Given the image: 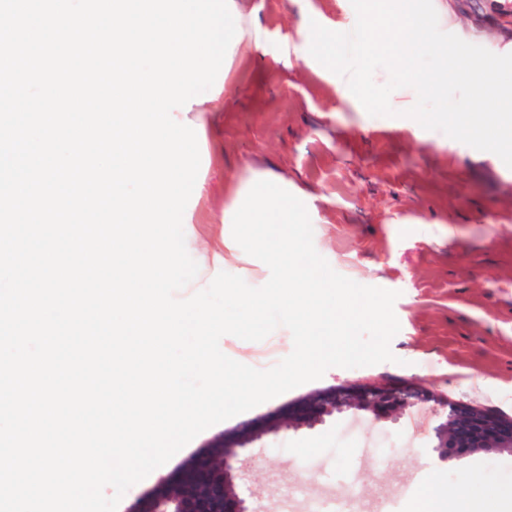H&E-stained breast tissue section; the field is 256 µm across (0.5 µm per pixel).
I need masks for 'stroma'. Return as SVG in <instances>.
I'll return each mask as SVG.
<instances>
[{
  "label": "stroma",
  "instance_id": "stroma-1",
  "mask_svg": "<svg viewBox=\"0 0 512 512\" xmlns=\"http://www.w3.org/2000/svg\"><path fill=\"white\" fill-rule=\"evenodd\" d=\"M260 48L235 52L217 75L224 92L197 95L184 113L200 152L202 198H190L189 230L225 271L253 287L269 268L232 240L224 210L254 176L278 180L306 206L313 243L337 273L397 291L400 323L394 361L329 368L324 376L216 424L132 486L118 512L158 480L194 458L218 434L233 436L250 421L273 419L324 389L388 383L421 387L512 418V169L409 117L371 116L344 104L320 67L288 56L318 22L333 31L356 23L351 0H246ZM512 0H465L455 12L465 41L492 50L512 41L499 23ZM221 350L266 369L289 355L293 339L275 329L259 342L232 335ZM431 405L394 420L347 413L314 428L262 440L254 479L268 512H308L358 483V512H413L435 476L464 488L475 502L512 491V453H476L439 464L432 446Z\"/></svg>",
  "mask_w": 512,
  "mask_h": 512
}]
</instances>
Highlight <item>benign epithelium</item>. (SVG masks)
<instances>
[{"instance_id":"benign-epithelium-1","label":"benign epithelium","mask_w":512,"mask_h":512,"mask_svg":"<svg viewBox=\"0 0 512 512\" xmlns=\"http://www.w3.org/2000/svg\"><path fill=\"white\" fill-rule=\"evenodd\" d=\"M430 402L441 417L434 428L433 448L439 461L456 457L457 448L470 453L512 451V420L490 409L450 403L424 389L338 386L311 397L303 417L247 425L230 444L225 435H218L180 472L162 478L129 512H266L262 496L250 483L252 443L281 431L312 428L350 411L380 418Z\"/></svg>"}]
</instances>
